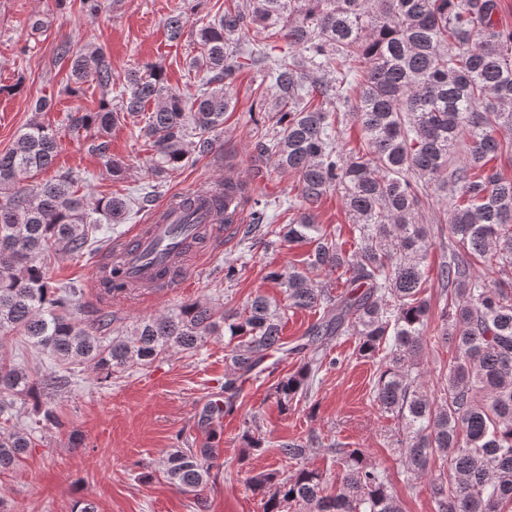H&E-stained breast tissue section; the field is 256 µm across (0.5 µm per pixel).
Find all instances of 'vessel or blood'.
<instances>
[{
    "mask_svg": "<svg viewBox=\"0 0 512 512\" xmlns=\"http://www.w3.org/2000/svg\"><path fill=\"white\" fill-rule=\"evenodd\" d=\"M182 202V197H171L154 210L148 223L114 241L112 256L125 267L130 293L153 295L183 287L188 257L199 252L203 242L223 235L214 210L203 211L202 223H183Z\"/></svg>",
    "mask_w": 512,
    "mask_h": 512,
    "instance_id": "b4317fda",
    "label": "vessel or blood"
}]
</instances>
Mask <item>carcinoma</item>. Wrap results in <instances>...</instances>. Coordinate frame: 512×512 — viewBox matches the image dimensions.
Masks as SVG:
<instances>
[{
  "mask_svg": "<svg viewBox=\"0 0 512 512\" xmlns=\"http://www.w3.org/2000/svg\"><path fill=\"white\" fill-rule=\"evenodd\" d=\"M498 0H249L235 2L204 23L189 68L195 91L167 84L163 71L127 72L123 90L115 85L103 49L64 43L59 56L70 61L75 95L91 82L101 90L95 111L69 115L68 132L83 140L115 179L124 163L112 156V128L142 118L139 134L153 150V182L134 197L112 195L91 204L79 194L81 177L67 171L44 183L28 180L51 167L61 133L42 122L30 124L0 152V337L24 336L50 356L56 369L30 375L0 345V415L17 412V400L56 391L77 365L96 378L145 366L172 349L193 352L204 338L224 331L228 363L224 408L236 409L242 383L270 352L300 358L296 370L273 385L278 407L310 397L314 377L336 365L327 346L347 334L358 337V352L386 351L374 381L375 401L396 415L405 472L422 475L433 456L446 463L434 482L437 512H504L512 505V282L478 273L484 265L512 277V179L489 166L512 162V139L498 136L512 125V32L497 28ZM187 24L184 11L166 19L171 42ZM252 29L266 38L247 52L236 40ZM279 36L287 51L274 55L266 39ZM265 71L274 97L255 107L268 127L255 142L261 156L298 178L301 213L279 226L271 203L245 198L232 180L206 199L230 227L243 203H250L247 233L315 243L306 266L327 275L342 271L346 291L333 295L296 267L269 273L284 288L282 307L254 297L243 312L227 318L208 303L185 302L137 322L129 335L113 333L112 317L94 325L75 317L80 290L50 281L45 260L56 251L82 255L103 224H122L151 202L158 180L186 166L191 155L215 149L232 106L231 84L246 67ZM332 75L325 82L311 74ZM350 112L361 125L364 145L346 150L338 143L340 116ZM464 160L452 157L459 143ZM452 190L448 260L440 280L450 289L436 324L424 297V263L429 229L419 222L423 191ZM329 192L340 196L358 232L357 251L342 245L317 224L313 208ZM314 309L319 318L293 346L281 336L286 309ZM453 341L456 357L440 399L430 397L415 372L425 336ZM38 422L60 427L55 407H38ZM33 441L29 434H0V473L18 466ZM343 466L341 485L327 492L318 470L299 467L281 476L260 472L249 489L265 497L264 512H285L295 503L309 512H403L390 481L367 462L360 448H330ZM219 449L183 441L164 462L163 475L201 501Z\"/></svg>",
  "mask_w": 512,
  "mask_h": 512,
  "instance_id": "1",
  "label": "carcinoma"
}]
</instances>
